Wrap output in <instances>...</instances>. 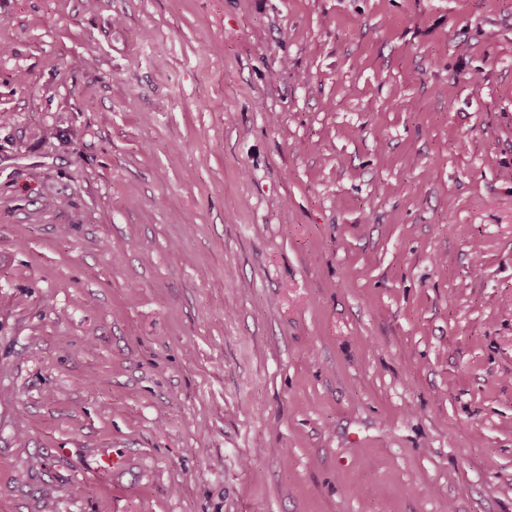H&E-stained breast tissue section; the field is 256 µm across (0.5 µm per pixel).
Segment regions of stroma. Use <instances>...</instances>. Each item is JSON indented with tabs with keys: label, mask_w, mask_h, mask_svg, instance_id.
<instances>
[{
	"label": "stroma",
	"mask_w": 512,
	"mask_h": 512,
	"mask_svg": "<svg viewBox=\"0 0 512 512\" xmlns=\"http://www.w3.org/2000/svg\"><path fill=\"white\" fill-rule=\"evenodd\" d=\"M0 512H512V0H0Z\"/></svg>",
	"instance_id": "stroma-1"
}]
</instances>
